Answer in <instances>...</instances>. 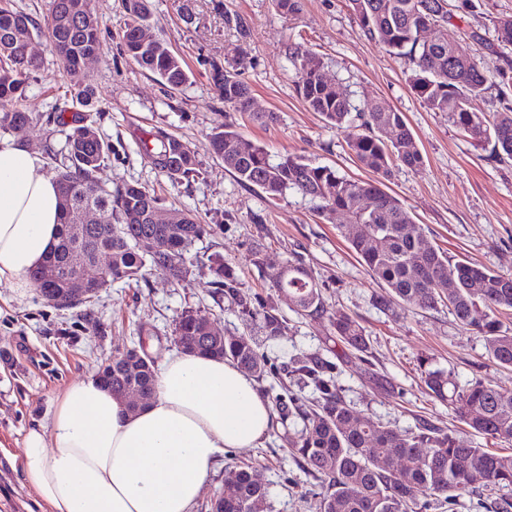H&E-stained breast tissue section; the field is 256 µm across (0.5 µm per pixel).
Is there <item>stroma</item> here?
<instances>
[{"label":"stroma","mask_w":512,"mask_h":512,"mask_svg":"<svg viewBox=\"0 0 512 512\" xmlns=\"http://www.w3.org/2000/svg\"><path fill=\"white\" fill-rule=\"evenodd\" d=\"M148 6L152 32L184 60L190 81L167 91L119 48L124 0H92L103 42L101 57L86 68L99 98L100 110L92 118L112 145L97 177L112 187L138 183L153 189L166 208L189 212L212 230L193 246L192 273L182 282L151 271L137 286L114 284L97 300L68 310L54 309L34 293L18 297L0 284V472L10 477L0 490V512H43L24 483L22 448L30 429L48 424L52 402L65 387L140 342L162 361L177 350L175 322L187 310L207 314L225 335L242 333L233 306L215 286L213 267L219 261L235 270L246 292L282 309L284 329L264 346L275 364L283 368L294 358L316 356L333 362L337 385L363 416L401 429L421 420L455 427L447 404L425 391V364L450 370L462 385L478 380L512 387V371L489 361L482 339L460 328L448 309L383 313L374 307L379 287L339 230L344 216L326 221L300 194L271 199L241 185L208 151L207 140L233 121L271 156L301 155L367 178L349 155L344 133L325 124L298 96L288 56L291 46H300L322 59L328 78L352 103L371 96L403 113L424 164L395 167L387 191L449 256L505 273H512V161H498L490 144L462 135L412 94L403 62L362 35L348 0H301L294 15L278 10L273 0H149ZM229 15L240 17L244 30L227 26ZM501 15H512V0H479L464 21L448 27V40L489 67H510L512 47L498 45L493 29L494 17ZM33 49L41 66L18 102L33 121L7 137L40 153L51 174V154L63 146L65 133L49 117L72 106L71 80L43 39H35ZM214 62L233 67L250 86L255 110L274 113V121L244 120L225 107L210 79ZM157 130L194 148L199 177L176 184L153 168L140 140ZM256 250L266 257L260 269L251 262ZM293 253L323 283L329 312L357 316L370 338V354L338 355L327 316L311 320L289 310L273 282ZM377 377L391 383V393L377 391ZM455 429L464 445L512 452L511 445L463 426ZM231 462L247 464L259 475L272 512H316L317 481L297 466L288 427L279 422L261 447L225 452L192 512H209L211 499L223 495V471Z\"/></svg>","instance_id":"obj_1"}]
</instances>
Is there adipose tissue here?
Wrapping results in <instances>:
<instances>
[{
  "label": "adipose tissue",
  "mask_w": 512,
  "mask_h": 512,
  "mask_svg": "<svg viewBox=\"0 0 512 512\" xmlns=\"http://www.w3.org/2000/svg\"><path fill=\"white\" fill-rule=\"evenodd\" d=\"M43 165L0 140V284L21 297L60 224L58 183ZM273 416L255 380L216 356L164 359L154 395L133 412L90 374L28 431L24 481L48 512H191L225 451L259 447Z\"/></svg>",
  "instance_id": "ef3b65f1"
}]
</instances>
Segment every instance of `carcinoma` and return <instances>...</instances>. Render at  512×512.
<instances>
[{
    "label": "carcinoma",
    "instance_id": "carcinoma-1",
    "mask_svg": "<svg viewBox=\"0 0 512 512\" xmlns=\"http://www.w3.org/2000/svg\"><path fill=\"white\" fill-rule=\"evenodd\" d=\"M126 17L121 31L124 52L142 69L171 90L189 80L184 64L162 39L143 45L140 28L148 25L146 0H124ZM361 32L403 60L410 71L414 94L433 112H441L463 135L493 144L501 162L512 160V67L489 71L482 61L462 53L448 42L446 29L475 7V0H348ZM496 40L512 45V15L493 21ZM434 27L437 38L426 40ZM41 36L71 77L80 108L53 113V123L66 131L62 160L57 168L61 223L58 243L45 263L68 269L73 253L106 256L109 284L139 282L148 270L173 279L190 274L186 254L208 229L189 213L174 209L173 224H152L155 206L163 199L139 184L113 188L99 182L96 173L109 158L112 145L91 120L97 93L81 60L100 56L103 45L99 23L89 0H49L39 20L0 0V132L28 125L33 117L15 102L40 67L38 59L23 56L27 40ZM297 91L312 112L345 133L348 150L361 168L377 175L356 179L327 165L286 154L273 160L266 149L247 139L233 123L213 132L209 149L242 184L262 190L272 199L295 191L317 202L321 217H347L342 234L370 276L382 286L373 299L381 312L397 308L419 312L448 308L458 325L484 342L488 359L512 370V330L500 316L512 311V274L467 261H454L417 224L401 200L384 189L392 168H417L423 156L402 113L375 99L363 107L327 79L324 63L296 47L289 53ZM211 81L224 106L254 115L252 92L239 74L211 64ZM497 90L500 110L484 112L479 104L489 90ZM142 151L158 172L178 183L198 176L195 151L181 139L157 132L141 141ZM105 207L113 222L93 224L83 238L72 231L75 214L89 207ZM159 240L152 254L139 251L135 239ZM284 275L274 282L279 295L296 314L317 318L328 313L318 278L302 260L282 263ZM216 284L234 306L244 331L216 337L209 317L187 310L175 323V343L192 352L215 355L250 370L264 380L272 373L271 359L257 336L272 340L281 335L280 308L258 294L242 290L234 270L221 263ZM336 343L365 354L370 342L350 313L336 310L330 317ZM323 362L310 357L296 368L309 378L319 396L310 401L291 398L301 429L288 436L300 467L319 483L313 493L317 512H425L427 504L413 495L428 492L441 507H453L468 493L486 512H512V453L467 448L455 432L419 421L401 430L361 416L335 383L325 378ZM100 378L112 394L138 389L155 392L156 368L143 346H133L101 364ZM423 381L429 394L448 404L456 418L488 439L512 445V389L480 381L465 387L443 369H426ZM224 497L210 503V512H268L265 484L248 466L230 465L224 474Z\"/></svg>",
    "mask_w": 512,
    "mask_h": 512
}]
</instances>
